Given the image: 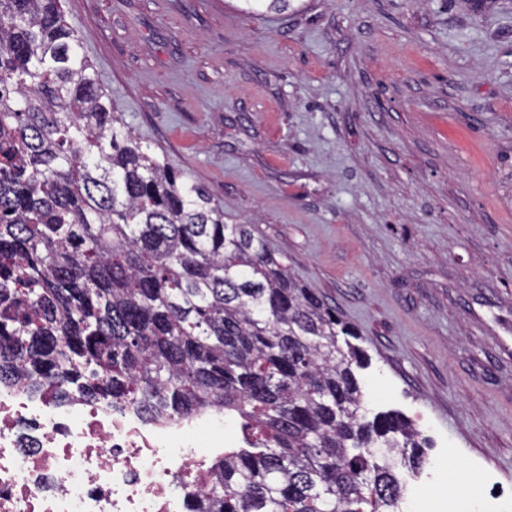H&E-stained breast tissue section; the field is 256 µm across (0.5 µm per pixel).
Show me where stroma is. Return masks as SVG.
Listing matches in <instances>:
<instances>
[{"label": "stroma", "instance_id": "stroma-1", "mask_svg": "<svg viewBox=\"0 0 512 512\" xmlns=\"http://www.w3.org/2000/svg\"><path fill=\"white\" fill-rule=\"evenodd\" d=\"M112 106L354 327L431 512L512 507V0H61Z\"/></svg>", "mask_w": 512, "mask_h": 512}]
</instances>
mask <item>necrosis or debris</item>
<instances>
[{
    "label": "necrosis or debris",
    "mask_w": 512,
    "mask_h": 512,
    "mask_svg": "<svg viewBox=\"0 0 512 512\" xmlns=\"http://www.w3.org/2000/svg\"><path fill=\"white\" fill-rule=\"evenodd\" d=\"M223 426L0 385V512H187Z\"/></svg>",
    "instance_id": "necrosis-or-debris-1"
}]
</instances>
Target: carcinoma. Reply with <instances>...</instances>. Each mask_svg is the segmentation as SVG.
<instances>
[{
  "instance_id": "1",
  "label": "carcinoma",
  "mask_w": 512,
  "mask_h": 512,
  "mask_svg": "<svg viewBox=\"0 0 512 512\" xmlns=\"http://www.w3.org/2000/svg\"><path fill=\"white\" fill-rule=\"evenodd\" d=\"M355 338L254 225L142 146L60 0H0V384L238 416L244 446L189 512H400L417 432L366 417Z\"/></svg>"
}]
</instances>
